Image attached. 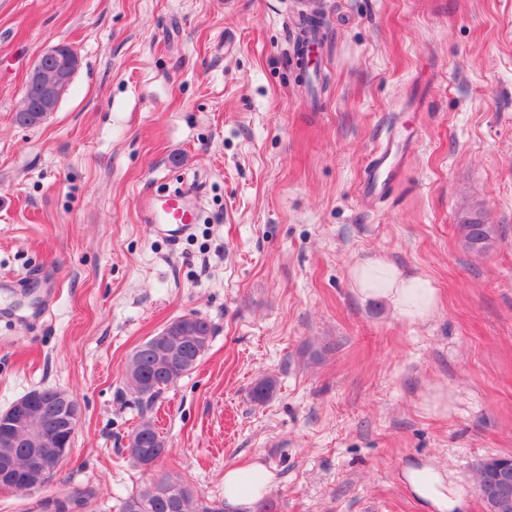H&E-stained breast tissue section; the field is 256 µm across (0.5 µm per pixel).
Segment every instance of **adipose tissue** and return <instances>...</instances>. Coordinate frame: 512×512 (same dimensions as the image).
<instances>
[{
  "label": "adipose tissue",
  "mask_w": 512,
  "mask_h": 512,
  "mask_svg": "<svg viewBox=\"0 0 512 512\" xmlns=\"http://www.w3.org/2000/svg\"><path fill=\"white\" fill-rule=\"evenodd\" d=\"M352 292L361 303L383 299L394 316L409 325L428 322L439 306L438 290L430 280L404 276L382 258H369L349 271ZM273 476L264 465L230 464L224 468V507L226 512H242L265 499ZM402 481L423 512H467V492L431 464L407 466Z\"/></svg>",
  "instance_id": "obj_1"
}]
</instances>
